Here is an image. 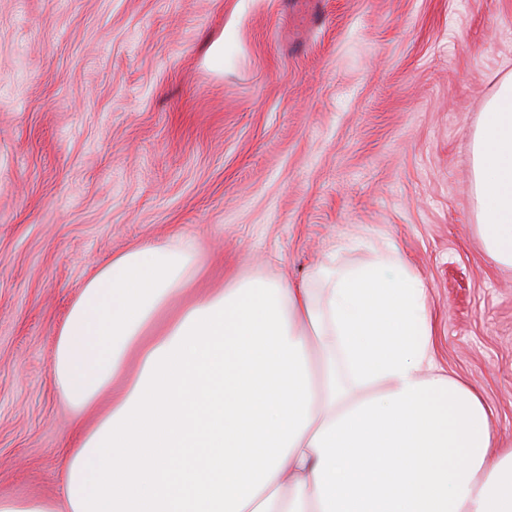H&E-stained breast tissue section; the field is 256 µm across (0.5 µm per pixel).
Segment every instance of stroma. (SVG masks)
Listing matches in <instances>:
<instances>
[{
	"label": "stroma",
	"mask_w": 512,
	"mask_h": 512,
	"mask_svg": "<svg viewBox=\"0 0 512 512\" xmlns=\"http://www.w3.org/2000/svg\"><path fill=\"white\" fill-rule=\"evenodd\" d=\"M510 71L512 0H0V495H55L57 328L147 240L197 239L202 292L396 246L511 439L512 271L470 199Z\"/></svg>",
	"instance_id": "1"
}]
</instances>
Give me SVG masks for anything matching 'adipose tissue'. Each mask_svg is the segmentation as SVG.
Returning a JSON list of instances; mask_svg holds the SVG:
<instances>
[{"mask_svg": "<svg viewBox=\"0 0 512 512\" xmlns=\"http://www.w3.org/2000/svg\"><path fill=\"white\" fill-rule=\"evenodd\" d=\"M471 173L482 251L512 269V74ZM199 255L146 241L87 278L56 332L75 424L58 496L0 512H512V443L479 390L426 377V287L396 247L206 295Z\"/></svg>", "mask_w": 512, "mask_h": 512, "instance_id": "obj_1", "label": "adipose tissue"}]
</instances>
